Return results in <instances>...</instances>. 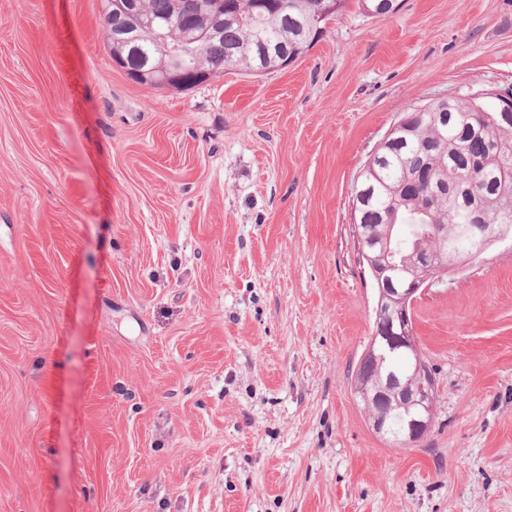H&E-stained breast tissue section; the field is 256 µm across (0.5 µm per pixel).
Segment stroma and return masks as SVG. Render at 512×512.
Wrapping results in <instances>:
<instances>
[{
  "label": "stroma",
  "mask_w": 512,
  "mask_h": 512,
  "mask_svg": "<svg viewBox=\"0 0 512 512\" xmlns=\"http://www.w3.org/2000/svg\"><path fill=\"white\" fill-rule=\"evenodd\" d=\"M512 87V0H349L287 69L115 67L0 0V512H512V239L413 304L431 429L376 434L351 200L410 107Z\"/></svg>",
  "instance_id": "1"
}]
</instances>
